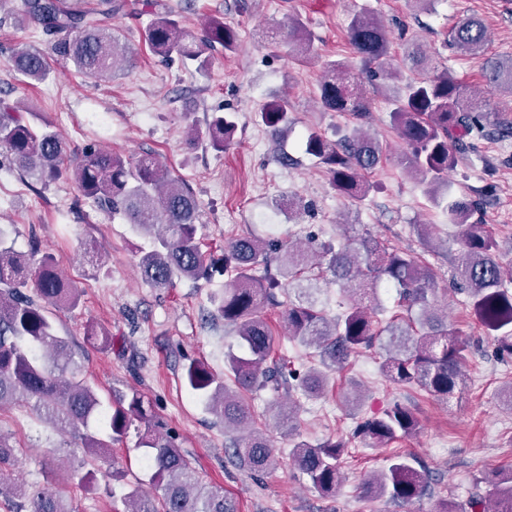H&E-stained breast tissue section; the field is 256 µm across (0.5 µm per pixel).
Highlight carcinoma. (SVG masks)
<instances>
[{"mask_svg": "<svg viewBox=\"0 0 512 512\" xmlns=\"http://www.w3.org/2000/svg\"><path fill=\"white\" fill-rule=\"evenodd\" d=\"M25 6L23 20L42 28L53 56L73 64L86 77L107 79L129 66L130 48L104 28L105 20L116 13L136 16L127 0H96V6L89 8L76 0H25ZM146 6L154 12L142 40L164 61H190L202 72L211 66L213 53L232 52L238 45L237 31L219 16L206 17L201 36L193 39L170 12L158 9L156 0ZM284 39L291 57L303 60L311 55L312 40L301 23L288 24ZM448 39L455 50L479 56L487 31L480 21L469 18L458 22ZM349 40L364 63L377 62L389 53L385 27L371 11L352 18ZM406 58L413 70L432 69L430 59L416 45ZM9 61L30 82L44 81L50 71L44 53L28 46L13 47ZM485 80L489 93L512 94V57L487 59ZM318 91L322 104L332 112H349L359 119L368 113L364 92L344 62L324 64ZM259 117L272 136H279L292 123L288 100L265 103ZM390 117L406 146L396 157L397 164L425 185L435 204H445L450 223L464 228L457 284L467 294L473 314L494 337L500 356H512V267L499 260L498 241L486 226L472 221L478 203L454 196L448 180L457 164L454 147L486 136V106L444 69L407 82ZM237 130L234 113L213 112L205 136L214 150L222 152L234 143ZM305 151L325 168L336 194L349 200L366 197L372 188L366 174L384 155L376 137L356 128L335 141L311 132ZM1 165L44 187L69 175L82 198L102 212L123 216L149 236L151 250L139 258L138 268L142 279L155 288L169 287L176 277L209 279L216 272L228 276L216 313L239 338L238 352L225 360L236 389L198 359L183 366V378L207 410L224 422V429L249 430L232 445L236 460L253 473L273 469L276 459L268 434L254 428L244 392L271 385L309 396L321 394L329 372L349 355L375 347L383 374L398 386L418 387L445 402L462 388L461 367L468 345L437 315L435 273L411 252L391 248L370 234L317 244L292 238L274 244L243 235L226 241L224 253L216 258L203 250L198 236L197 197L159 161L149 155L125 158L94 143L72 155L49 122L32 125L25 107L2 97ZM321 279L360 298L329 318L320 307L321 289L315 286ZM380 287L396 289L401 309L385 321L374 319ZM276 289L286 296L278 305L283 308L287 337L315 348L319 360L295 385L287 364L271 359L279 336L262 314V303L275 299ZM79 299V289L60 274L49 256L15 251L0 227V407L23 403L53 430L72 434L86 453L98 458L123 441L135 422L143 424L138 445L147 449L154 493L131 488L125 494V512H237L236 501L207 483L164 431L139 389L113 391L111 409L101 410L93 387L79 378L69 341L57 334L46 314L49 306L72 309ZM98 425L108 430V439L93 431ZM417 428L414 413L395 404L381 415L361 419L354 435L368 447L382 448ZM345 450L342 441L298 443L290 457L317 492L329 495L341 485ZM17 464V449L0 433V485ZM425 486L424 472L409 457L396 456L386 469L365 479L361 491L368 497L404 503L421 496ZM14 495L19 512H75L61 492L48 487L16 483ZM468 505L470 512H512V471L498 477L488 491L474 492Z\"/></svg>", "mask_w": 512, "mask_h": 512, "instance_id": "carcinoma-1", "label": "carcinoma"}]
</instances>
